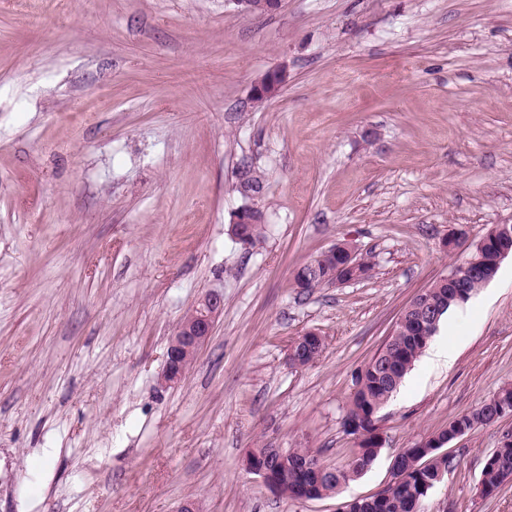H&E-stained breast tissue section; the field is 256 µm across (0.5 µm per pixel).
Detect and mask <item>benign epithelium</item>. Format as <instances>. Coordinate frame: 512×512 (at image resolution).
I'll return each instance as SVG.
<instances>
[{"mask_svg":"<svg viewBox=\"0 0 512 512\" xmlns=\"http://www.w3.org/2000/svg\"><path fill=\"white\" fill-rule=\"evenodd\" d=\"M240 11L255 13L259 10L273 9L278 0H229ZM285 75L280 70L268 72L254 87L252 98L268 99L275 96ZM264 222L262 213L251 205H244L232 216L231 226L234 228L233 237L242 247L249 248L254 245L248 231L247 224H261ZM512 232L509 224H497L493 226L480 240L475 243L476 253L497 243L501 235ZM345 263L330 276L329 284H346L360 280L361 258L354 249L343 245ZM224 312V296L217 292H208L189 310L192 320L177 326L170 337L166 351L165 370L162 376V384L172 386L178 384L185 375L189 366L197 358L203 347L213 335L215 326ZM288 451L282 448H270L261 456L252 453L243 461L244 469L258 476L266 487L274 494H279L281 479L275 472L272 464H283L287 461ZM304 469L310 471L313 477L321 478L327 474L335 473V470L323 463L315 462L307 456L299 462Z\"/></svg>","mask_w":512,"mask_h":512,"instance_id":"1","label":"benign epithelium"}]
</instances>
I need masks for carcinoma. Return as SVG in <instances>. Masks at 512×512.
Returning <instances> with one entry per match:
<instances>
[{"mask_svg": "<svg viewBox=\"0 0 512 512\" xmlns=\"http://www.w3.org/2000/svg\"><path fill=\"white\" fill-rule=\"evenodd\" d=\"M342 263L339 255L323 254L317 259L304 263L300 270L306 271L315 277H322L334 264ZM490 266H466L458 269L460 278L455 287L462 290L464 299L484 286V279L488 276ZM453 289L446 284L438 282L433 284V299L443 306L439 312V318H444L448 311L461 304V301H448L452 297ZM426 344L414 335V315L406 317V322L396 324L388 342L378 351L380 359L373 363L368 362L363 372L362 386L355 390L345 414V425L355 424L359 427L371 422V418L378 417L379 412L390 400L394 392L402 383L408 371L423 352ZM512 402V386L502 387L492 397L483 401L476 408L456 416L443 428L440 438L464 432L468 433L479 427L496 423L494 419L497 413L499 401ZM376 441L369 440L365 445V451L359 457L349 461L345 466L336 468V475L325 479L322 490L329 497L339 492L340 488L351 481L350 473L356 476L364 475L378 457L373 446ZM309 454L306 448H296L290 455L288 468L284 470L282 482L285 490H290L301 484L310 482L309 474L297 465V459ZM495 460L492 464L484 466L482 470L485 485L499 486L506 474H512V447L503 448L493 452ZM431 464L424 469L410 475V479L399 486L390 488L382 493L363 498L353 505L352 512H420L422 500L440 480L439 473L449 469L451 461L448 458L432 459L427 455Z\"/></svg>", "mask_w": 512, "mask_h": 512, "instance_id": "carcinoma-1", "label": "carcinoma"}]
</instances>
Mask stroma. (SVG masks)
I'll return each mask as SVG.
<instances>
[{"mask_svg": "<svg viewBox=\"0 0 512 512\" xmlns=\"http://www.w3.org/2000/svg\"><path fill=\"white\" fill-rule=\"evenodd\" d=\"M276 69L280 92L254 104ZM245 164L266 221L248 249L229 231ZM497 224H512V0H0V512H340L380 492L402 449L512 383V258L441 321L429 344L454 361L420 355L364 476L296 502L243 460L345 464L358 372ZM344 242L368 278L295 288ZM211 290L223 316L162 387L170 336ZM310 330L325 349L292 367ZM509 429L448 444L420 512H512V483L479 489ZM287 457L288 451L282 448H268L264 456L253 452L246 455L243 466L248 473L258 476L266 487L278 496L281 479L272 464H283L288 460Z\"/></svg>", "mask_w": 512, "mask_h": 512, "instance_id": "stroma-1", "label": "stroma"}]
</instances>
